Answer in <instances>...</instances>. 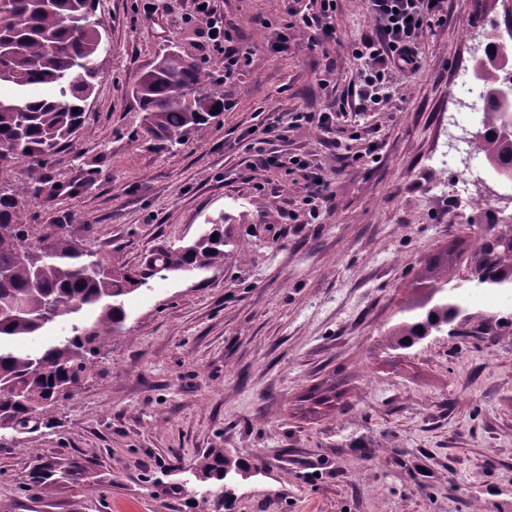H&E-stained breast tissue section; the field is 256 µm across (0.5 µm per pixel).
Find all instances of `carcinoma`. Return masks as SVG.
Here are the masks:
<instances>
[{
    "label": "carcinoma",
    "instance_id": "1",
    "mask_svg": "<svg viewBox=\"0 0 512 512\" xmlns=\"http://www.w3.org/2000/svg\"><path fill=\"white\" fill-rule=\"evenodd\" d=\"M104 50L94 0H7L0 8V86L17 94L0 96V174L26 164L24 176L0 187V305L21 300L25 311L0 316V433L28 434L52 428V407L70 396L85 377L91 358L127 318L125 297L154 279L222 266L236 248L224 225L213 224L184 246H163L140 266H114L64 225L36 223L31 206L44 193V170L84 126L88 99L99 79L96 58ZM497 56L478 61L484 95L501 88ZM210 72L196 59L168 53L136 81L132 93L143 112L144 130L176 149L193 133L202 136L208 117L220 107L207 88ZM500 117L483 112L472 133L476 154L493 168L512 155V132ZM35 241L42 248L22 259L18 250ZM429 276L412 283L426 291L408 304L387 330V347L406 350L428 336L491 330L512 335V311H472L456 292V278L438 257L427 260ZM470 288L512 295V214L489 224L472 240L465 259ZM64 324L54 342L22 352L18 345L40 335L48 324ZM224 449L214 448L194 465L201 482H220L228 473ZM98 491V474L77 459L50 460L47 472L29 473L26 491L49 497L63 487Z\"/></svg>",
    "mask_w": 512,
    "mask_h": 512
}]
</instances>
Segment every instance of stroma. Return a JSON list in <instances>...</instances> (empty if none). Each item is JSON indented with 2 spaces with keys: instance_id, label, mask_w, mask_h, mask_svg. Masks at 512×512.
Listing matches in <instances>:
<instances>
[{
  "instance_id": "stroma-1",
  "label": "stroma",
  "mask_w": 512,
  "mask_h": 512,
  "mask_svg": "<svg viewBox=\"0 0 512 512\" xmlns=\"http://www.w3.org/2000/svg\"><path fill=\"white\" fill-rule=\"evenodd\" d=\"M216 5L249 54L229 79L206 24L184 21L190 0H95L99 82L34 210L116 264L222 219L240 246L224 267L130 293L54 428L0 436V512H512V335L431 336L400 356L382 341L425 258L483 229V212L448 204L463 178L437 120L465 47L494 36L512 0H448L387 105L274 143L328 179L316 220L287 168H251L254 133L345 99L374 21L364 0H336L340 40L315 46L296 17L314 0ZM281 27L285 53L271 48ZM171 49L202 61L224 104L176 150L145 133L132 93ZM212 448L242 467L220 488L193 469ZM38 456L83 459L103 494H24Z\"/></svg>"
}]
</instances>
